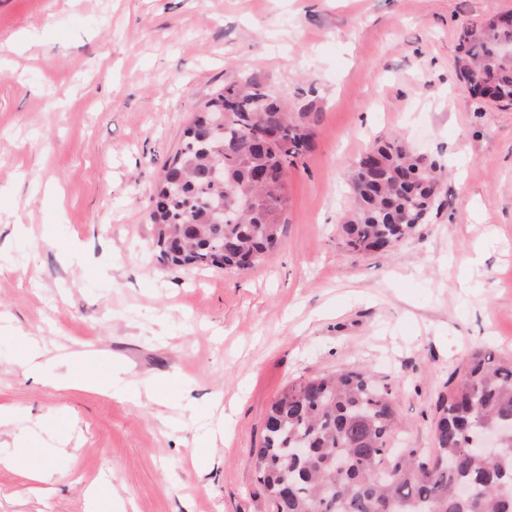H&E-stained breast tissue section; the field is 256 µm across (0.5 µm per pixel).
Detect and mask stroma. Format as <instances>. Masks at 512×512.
Masks as SVG:
<instances>
[{
	"label": "stroma",
	"mask_w": 512,
	"mask_h": 512,
	"mask_svg": "<svg viewBox=\"0 0 512 512\" xmlns=\"http://www.w3.org/2000/svg\"><path fill=\"white\" fill-rule=\"evenodd\" d=\"M512 0H0V455L29 436L57 482L0 466V512H270L254 450L270 404L347 367L390 377L431 445L437 396L476 349L512 354V106L455 70L465 22ZM246 73L320 109L288 173L276 252L241 273L152 248L162 165ZM440 158L441 206L390 257L338 234L375 139ZM36 341L59 386L26 372ZM121 369L161 399L62 386ZM113 494H89L103 480Z\"/></svg>",
	"instance_id": "stroma-1"
}]
</instances>
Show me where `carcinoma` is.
<instances>
[{"instance_id":"carcinoma-1","label":"carcinoma","mask_w":512,"mask_h":512,"mask_svg":"<svg viewBox=\"0 0 512 512\" xmlns=\"http://www.w3.org/2000/svg\"><path fill=\"white\" fill-rule=\"evenodd\" d=\"M510 45V14L463 27L455 69L473 98L512 105ZM221 111L229 118L211 136L209 117ZM318 121L313 104L292 114L253 76L213 92L156 186L150 218L160 258L178 268L241 272L270 256L288 207V169L312 149ZM258 126L276 134L264 147L244 135ZM215 163L224 166L221 184L208 178ZM442 169L395 135L375 139L351 175L353 208L340 225L345 248L391 253L438 206ZM219 204L229 213L221 224L209 211ZM400 425L390 384L368 370L288 386L253 449L272 512H512L511 354L476 350L449 376L435 402L434 447H397ZM485 427L503 432L491 466L475 451ZM390 471L398 479H388Z\"/></svg>"}]
</instances>
